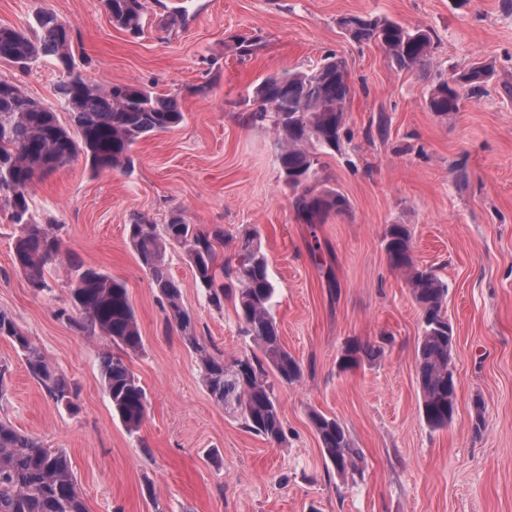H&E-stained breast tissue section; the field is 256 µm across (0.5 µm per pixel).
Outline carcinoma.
Listing matches in <instances>:
<instances>
[{
  "label": "carcinoma",
  "mask_w": 512,
  "mask_h": 512,
  "mask_svg": "<svg viewBox=\"0 0 512 512\" xmlns=\"http://www.w3.org/2000/svg\"><path fill=\"white\" fill-rule=\"evenodd\" d=\"M103 6L113 26L136 37L144 33V0H103ZM33 21L41 32L35 40L23 29L0 26V59L26 68L43 57L51 58L60 72L55 96L68 115V124H62L53 108L29 97L16 83L0 80V205L7 207L14 226L13 265L26 276L29 287L40 292L51 290L46 273L64 266L69 308L60 309L58 317L78 324L89 336L98 333L109 338L118 349L102 357L101 378L113 411L135 433L145 419L148 400L123 358L143 346L126 284L63 253L60 225L37 221L30 209V188L36 177L81 155L96 174L127 171L133 164V147L154 133L177 127L184 114L177 98L150 87L103 86L88 79L76 71L75 26L42 9L35 12ZM346 23L350 39L378 44L399 71H413L430 59L434 32L429 28L371 15H353ZM260 46L258 37H241L235 51L245 59ZM490 73V65L477 62L451 80L439 81L429 96V109L441 116L460 111L461 90L477 94ZM353 92L347 62L335 54L307 71L269 74L253 88L255 109L246 119L274 127L283 184L291 191L297 219L312 229L348 209L342 193L318 188V165L320 156L339 148L346 105ZM126 230L152 288L166 301L168 318L199 359L203 382L216 403L238 401L235 413L245 428L271 444L280 443L283 420L279 401L267 382V370L291 384L300 379L302 367L279 336L272 312L276 288L258 232L239 238L231 264L220 258L224 248L220 228L207 230L173 215L162 226L134 219ZM384 241L389 263L406 275L421 311L417 349L421 413L428 427L444 429L458 404V380L450 369L455 339L446 308L448 285L415 263L406 225H390ZM170 246L183 249L212 307L220 310L226 297L233 298L242 332L252 338L259 353L229 364L200 341L195 319L183 307L180 286L168 270ZM2 337L12 342L30 375L56 405L77 411L71 383L5 310H0ZM383 352L379 344L349 342L341 357L342 368L356 367L361 360L375 359ZM310 420L325 459L337 472L357 465L360 452L336 418L312 411ZM0 512H88L67 455L1 420Z\"/></svg>",
  "instance_id": "1"
}]
</instances>
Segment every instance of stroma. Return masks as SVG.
I'll use <instances>...</instances> for the list:
<instances>
[{"mask_svg": "<svg viewBox=\"0 0 512 512\" xmlns=\"http://www.w3.org/2000/svg\"><path fill=\"white\" fill-rule=\"evenodd\" d=\"M143 34L113 27L100 0H0V25L19 27L46 9L74 24L79 71L98 83H137L177 96L178 127L141 140L130 171L96 174L83 158L36 178L31 205L62 227L63 250L125 281L143 349L126 362L146 391L148 412L132 433L113 414L100 363L104 339L57 318L66 276L51 270L38 293L13 266V226L0 208V310L10 312L74 384L78 414L58 408L0 338L9 371L0 418L70 457L88 512H512V9L504 0H147ZM373 15L435 32L427 65L397 71L376 44L357 43L342 17ZM239 36H257L247 59ZM342 56L354 93L348 138L322 157L320 184L343 193L347 212L317 229L297 220L275 160L271 125L252 126V89L269 74L307 70ZM492 63L480 95L440 116L433 87L473 63ZM55 65L27 69L0 59V79L55 106ZM386 121L385 136L376 126ZM465 164L459 175L457 164ZM223 227L224 257L239 236L261 235L276 286L273 315L301 378L275 383L285 437L269 444L218 405L198 360L166 316L129 244L133 217L171 215ZM407 225L413 256L448 286L458 408L447 429L420 414L416 348L420 310L390 266L384 234ZM319 239L337 287L328 290L310 252ZM170 274L197 334L225 361L255 351L233 299L206 301L181 249ZM392 337L383 356L347 371V342ZM482 398L475 431L471 402ZM335 417L361 452L358 470L326 462L309 414Z\"/></svg>", "mask_w": 512, "mask_h": 512, "instance_id": "1", "label": "stroma"}]
</instances>
